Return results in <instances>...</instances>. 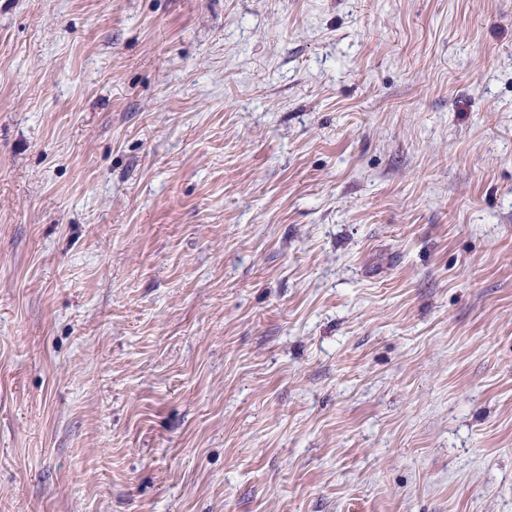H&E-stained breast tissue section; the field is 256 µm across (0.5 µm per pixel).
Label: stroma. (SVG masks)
I'll return each instance as SVG.
<instances>
[{
    "label": "stroma",
    "mask_w": 512,
    "mask_h": 512,
    "mask_svg": "<svg viewBox=\"0 0 512 512\" xmlns=\"http://www.w3.org/2000/svg\"><path fill=\"white\" fill-rule=\"evenodd\" d=\"M0 512H512V0H0Z\"/></svg>",
    "instance_id": "35a3bbf8"
}]
</instances>
